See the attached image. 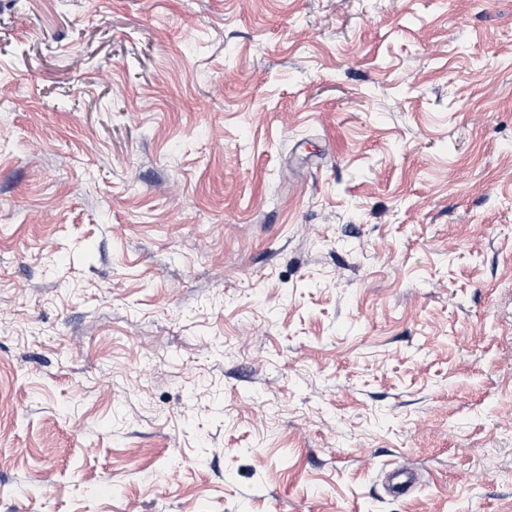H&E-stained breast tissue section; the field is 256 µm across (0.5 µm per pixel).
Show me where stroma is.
<instances>
[{
    "instance_id": "stroma-1",
    "label": "stroma",
    "mask_w": 512,
    "mask_h": 512,
    "mask_svg": "<svg viewBox=\"0 0 512 512\" xmlns=\"http://www.w3.org/2000/svg\"><path fill=\"white\" fill-rule=\"evenodd\" d=\"M0 512H512V0H0Z\"/></svg>"
}]
</instances>
